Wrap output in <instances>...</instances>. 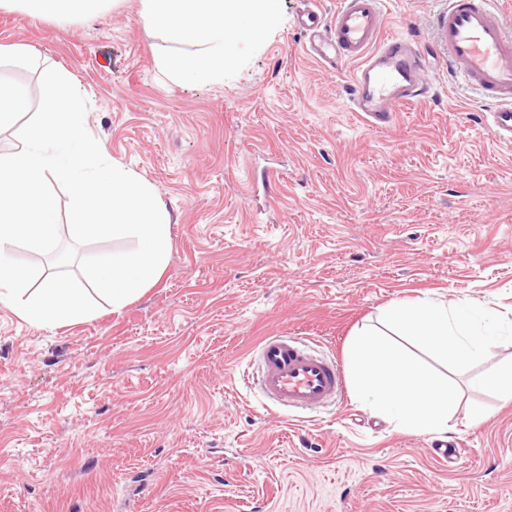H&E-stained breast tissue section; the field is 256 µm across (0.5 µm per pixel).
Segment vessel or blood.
I'll use <instances>...</instances> for the list:
<instances>
[{"label": "vessel or blood", "instance_id": "b4317fda", "mask_svg": "<svg viewBox=\"0 0 512 512\" xmlns=\"http://www.w3.org/2000/svg\"><path fill=\"white\" fill-rule=\"evenodd\" d=\"M296 23L309 35V56L330 68L342 61L357 62L348 108L367 127H388L403 108L424 100L425 54L414 39L382 38L380 0H339L329 16L307 4ZM435 31L447 51V65L463 68L480 90L491 136L511 145L512 22L492 8L491 0H448ZM258 355L260 394L273 406L314 411L343 395L339 363L308 350L295 337H265Z\"/></svg>", "mask_w": 512, "mask_h": 512}]
</instances>
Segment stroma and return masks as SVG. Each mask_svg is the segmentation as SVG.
Returning a JSON list of instances; mask_svg holds the SVG:
<instances>
[{"mask_svg":"<svg viewBox=\"0 0 512 512\" xmlns=\"http://www.w3.org/2000/svg\"><path fill=\"white\" fill-rule=\"evenodd\" d=\"M298 4L279 0L278 23L204 87L156 68L170 45L139 0L61 22L0 8V45L32 56L0 67L28 99L0 152L19 147L43 69L63 68L105 159L172 215L162 276L121 311L36 327L0 304V512H512V400L471 384L510 341L455 378L453 468L434 434L352 392L297 413L243 381L271 335L347 364L351 335L397 301L512 322V146L433 42L448 0H383L384 36L427 50L430 94L381 131L347 108L354 63L305 53Z\"/></svg>","mask_w":512,"mask_h":512,"instance_id":"35a3bbf8","label":"stroma"}]
</instances>
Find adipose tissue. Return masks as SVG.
Masks as SVG:
<instances>
[{"instance_id": "obj_1", "label": "adipose tissue", "mask_w": 512, "mask_h": 512, "mask_svg": "<svg viewBox=\"0 0 512 512\" xmlns=\"http://www.w3.org/2000/svg\"><path fill=\"white\" fill-rule=\"evenodd\" d=\"M107 0H24L28 12L56 20L90 17ZM276 0H140L144 22L174 44L156 60L177 85H218L224 61L232 57L240 37L256 38L276 19ZM193 52H180L183 44ZM384 321L431 357L451 361L458 373L469 371L480 357L502 342L497 325L484 321L474 308L433 302H397ZM351 387L371 410L418 433H444L456 402L447 381L398 351L375 328L358 331L347 348Z\"/></svg>"}]
</instances>
